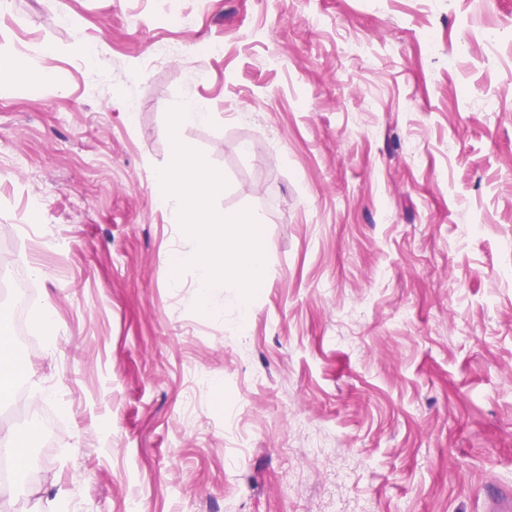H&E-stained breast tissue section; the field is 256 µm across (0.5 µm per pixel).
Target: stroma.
Here are the masks:
<instances>
[{
    "mask_svg": "<svg viewBox=\"0 0 512 512\" xmlns=\"http://www.w3.org/2000/svg\"><path fill=\"white\" fill-rule=\"evenodd\" d=\"M42 43L51 81L0 76V262L41 270L26 321L51 314L54 342L6 350L65 420L0 402L35 471L0 512L512 493V0H0V60ZM188 98L211 106L182 138L224 175L215 208L261 220L243 321L238 289L207 315L165 262L183 237L154 176ZM30 192L48 237L15 234Z\"/></svg>",
    "mask_w": 512,
    "mask_h": 512,
    "instance_id": "obj_1",
    "label": "stroma"
}]
</instances>
